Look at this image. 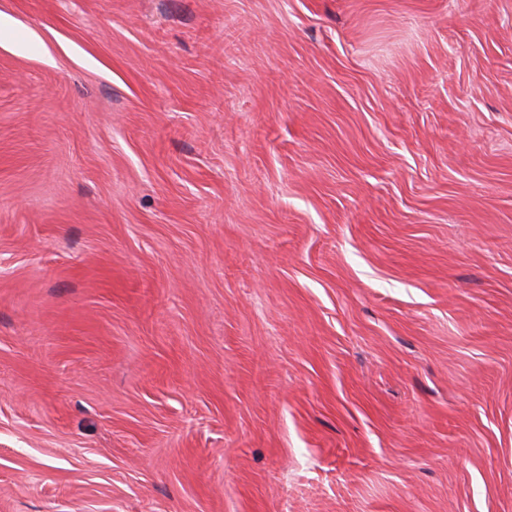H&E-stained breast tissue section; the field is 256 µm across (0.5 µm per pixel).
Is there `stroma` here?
Masks as SVG:
<instances>
[{
	"instance_id": "1",
	"label": "stroma",
	"mask_w": 512,
	"mask_h": 512,
	"mask_svg": "<svg viewBox=\"0 0 512 512\" xmlns=\"http://www.w3.org/2000/svg\"><path fill=\"white\" fill-rule=\"evenodd\" d=\"M0 18V512H512V0Z\"/></svg>"
}]
</instances>
